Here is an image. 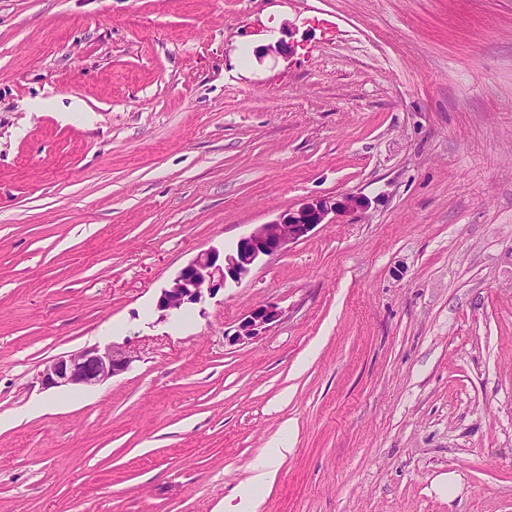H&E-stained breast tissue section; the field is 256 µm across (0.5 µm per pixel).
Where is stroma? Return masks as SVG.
Listing matches in <instances>:
<instances>
[{"label": "stroma", "mask_w": 512, "mask_h": 512, "mask_svg": "<svg viewBox=\"0 0 512 512\" xmlns=\"http://www.w3.org/2000/svg\"><path fill=\"white\" fill-rule=\"evenodd\" d=\"M96 345L129 369L42 388ZM285 430L259 512H512V0H0V512H231ZM368 207L364 196L345 194L340 199H320L289 207L267 224L258 225L249 235L225 249L221 256L214 248L201 251L162 288L156 307L162 312H181L245 278L263 258L281 254L290 244L309 237L330 213H353ZM283 310L275 302H265L252 308L237 325L231 342H244L263 336L282 318Z\"/></svg>", "instance_id": "1"}]
</instances>
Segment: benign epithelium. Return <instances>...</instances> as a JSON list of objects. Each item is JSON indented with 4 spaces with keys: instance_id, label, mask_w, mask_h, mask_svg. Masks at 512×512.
I'll list each match as a JSON object with an SVG mask.
<instances>
[{
    "instance_id": "benign-epithelium-1",
    "label": "benign epithelium",
    "mask_w": 512,
    "mask_h": 512,
    "mask_svg": "<svg viewBox=\"0 0 512 512\" xmlns=\"http://www.w3.org/2000/svg\"><path fill=\"white\" fill-rule=\"evenodd\" d=\"M368 201L361 195L345 194L339 199L302 202L285 210L267 224L258 225L249 235L240 238L231 248L220 252L214 248L198 253L161 289L156 307L162 312H180L214 296L227 282H240L263 258L278 255L287 246L302 241L331 213L363 211ZM283 310L275 302H265L252 308L237 325L231 342L258 338L274 327ZM132 356L123 348L87 347L62 354L46 363L39 372L46 388H85L98 385L126 371Z\"/></svg>"
}]
</instances>
